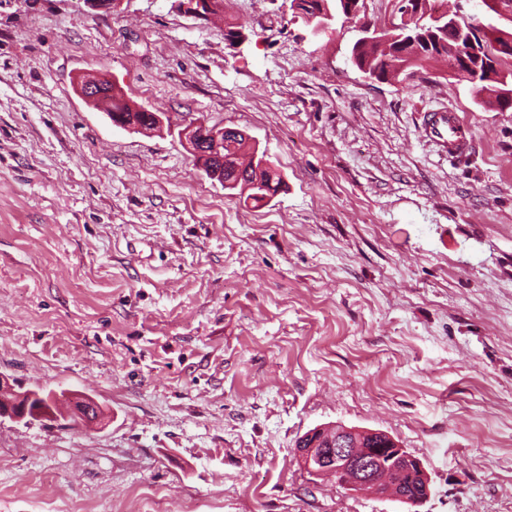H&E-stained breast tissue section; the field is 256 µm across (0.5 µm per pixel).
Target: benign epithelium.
<instances>
[{
	"instance_id": "1",
	"label": "benign epithelium",
	"mask_w": 512,
	"mask_h": 512,
	"mask_svg": "<svg viewBox=\"0 0 512 512\" xmlns=\"http://www.w3.org/2000/svg\"><path fill=\"white\" fill-rule=\"evenodd\" d=\"M180 10L199 19L208 21L223 13L214 9L209 0H178ZM80 95L95 105H101L108 94L101 86V80L83 78L78 84ZM200 124L192 122L181 132L187 149L199 155ZM32 391L17 392L9 378L0 374V418L15 422H27ZM62 398L50 395L51 409L40 415L49 422L66 419L69 413L61 405ZM75 414L89 419L100 416L97 404L90 397L74 401ZM361 430L344 425L316 427L300 441L295 449L303 469L315 478H327L334 474L342 476L339 485L356 492H369L383 498H394L413 506L425 503L431 495V478L420 459L406 451L392 436H387L388 447L362 448L357 439Z\"/></svg>"
}]
</instances>
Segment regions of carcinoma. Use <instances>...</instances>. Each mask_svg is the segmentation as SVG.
I'll return each mask as SVG.
<instances>
[{"label":"carcinoma","instance_id":"cac0c4a2","mask_svg":"<svg viewBox=\"0 0 512 512\" xmlns=\"http://www.w3.org/2000/svg\"><path fill=\"white\" fill-rule=\"evenodd\" d=\"M290 3L297 4L306 16L328 12L335 19L347 20L359 10V0H290ZM404 6L399 25L385 31L391 39L388 47L376 41L357 42L352 47L353 64L372 79L381 81L396 75L407 78L414 69L441 56L448 58L451 70L477 65L476 58L470 55L456 59L451 55L461 37L473 39L480 49L493 50L497 45L512 49V31H504L489 23L486 32L482 33L474 17L463 20L461 31L446 25L444 20H432V13L437 9L436 0H405ZM469 84L476 92L486 94L487 99L496 100L500 111L512 109V70L484 72L472 78ZM106 115L114 125L133 131L138 126L149 128L153 124V113L125 99L115 83ZM194 160L205 171L221 164L226 181L224 189L238 192L243 201H249L255 207L267 202L283 183L265 153L249 144V137L232 131L224 132L219 158L203 160L196 156Z\"/></svg>","mask_w":512,"mask_h":512}]
</instances>
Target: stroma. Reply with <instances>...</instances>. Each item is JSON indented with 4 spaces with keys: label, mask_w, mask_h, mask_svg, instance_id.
I'll use <instances>...</instances> for the list:
<instances>
[{
    "label": "stroma",
    "mask_w": 512,
    "mask_h": 512,
    "mask_svg": "<svg viewBox=\"0 0 512 512\" xmlns=\"http://www.w3.org/2000/svg\"><path fill=\"white\" fill-rule=\"evenodd\" d=\"M398 4L317 38L283 0H0V373L104 410L0 420V512H512V110L442 59L354 66ZM88 74L167 123L112 125ZM437 108L462 162L422 137ZM197 120L274 163L265 206L196 165ZM339 423L398 440L430 498L310 477L298 438ZM177 2L180 10L199 20L209 21L215 18L216 15L223 13L222 9H215L209 0H178ZM212 10L215 12H212ZM422 130L424 138L449 162L467 157L475 144L471 127L449 109L427 112Z\"/></svg>",
    "instance_id": "stroma-1"
}]
</instances>
